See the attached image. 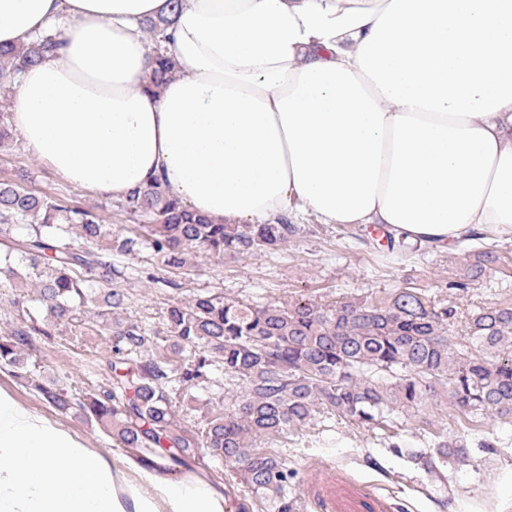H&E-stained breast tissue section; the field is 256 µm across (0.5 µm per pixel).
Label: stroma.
Segmentation results:
<instances>
[{"label":"stroma","mask_w":512,"mask_h":512,"mask_svg":"<svg viewBox=\"0 0 512 512\" xmlns=\"http://www.w3.org/2000/svg\"><path fill=\"white\" fill-rule=\"evenodd\" d=\"M0 181H15L32 193L92 210L118 229L133 224L117 200L64 183L17 141L0 149ZM366 235V229L359 227L320 224L315 233L301 234L271 254L235 259L200 254L182 268L165 266L144 253L120 255L116 261L125 277L118 285L129 294L123 315L159 328L173 299L187 300L197 293L262 306L278 301L330 304L353 297L369 299L398 288L417 289L437 306L451 309L461 328L480 310L512 307L510 239L494 242L498 261L493 273L459 290L453 283L465 272L463 247L432 250L412 243L397 253ZM109 345L105 336H40L30 358L44 380L64 385L78 380L92 386L109 358ZM0 390L104 458L137 455L135 449L121 447L92 427L76 410L53 408L35 389L21 385L6 366L0 367ZM241 394L237 384L216 373L204 387L177 390L171 398L182 427L198 432L209 406L233 412ZM457 419V412L443 402L399 414L391 430L358 428L334 415L317 413L306 427L277 445L295 472L288 489L302 494L308 467L326 466L342 469L354 480L394 497L402 512H512V426L482 420L462 428ZM443 428L449 438H466L467 454L431 473L417 454L427 451L431 432ZM176 473L205 477L238 500L249 497L231 466L218 458L192 456Z\"/></svg>","instance_id":"stroma-1"}]
</instances>
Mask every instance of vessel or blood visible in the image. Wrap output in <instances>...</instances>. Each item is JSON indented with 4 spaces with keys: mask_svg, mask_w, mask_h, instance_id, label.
<instances>
[{
    "mask_svg": "<svg viewBox=\"0 0 512 512\" xmlns=\"http://www.w3.org/2000/svg\"><path fill=\"white\" fill-rule=\"evenodd\" d=\"M304 492L316 512H398L399 509L390 498L335 469L311 470Z\"/></svg>",
    "mask_w": 512,
    "mask_h": 512,
    "instance_id": "b4317fda",
    "label": "vessel or blood"
}]
</instances>
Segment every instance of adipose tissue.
<instances>
[{
  "label": "adipose tissue",
  "mask_w": 512,
  "mask_h": 512,
  "mask_svg": "<svg viewBox=\"0 0 512 512\" xmlns=\"http://www.w3.org/2000/svg\"><path fill=\"white\" fill-rule=\"evenodd\" d=\"M176 74L147 88V21ZM55 34L12 126L63 181L161 180L226 224L512 237V0H0V45ZM0 512H230L222 488L106 460L0 391Z\"/></svg>",
  "instance_id": "1"
}]
</instances>
